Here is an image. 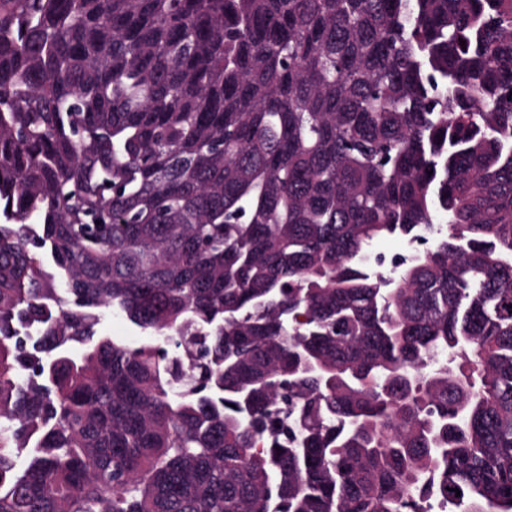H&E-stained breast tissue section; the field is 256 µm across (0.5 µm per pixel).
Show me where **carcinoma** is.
<instances>
[{
	"label": "carcinoma",
	"instance_id": "carcinoma-1",
	"mask_svg": "<svg viewBox=\"0 0 512 512\" xmlns=\"http://www.w3.org/2000/svg\"><path fill=\"white\" fill-rule=\"evenodd\" d=\"M433 494L512 512V0H0V512ZM419 246L420 244L415 242L413 244H408L405 248V241L398 237L378 241L374 247L375 252L390 255L388 257L385 255L378 256L377 263L381 267H386L390 271H394L402 266L410 257L411 251H414ZM403 248H405L403 252L391 254L392 252L402 250ZM102 331L113 338L131 341L139 339L138 331L122 318L107 315L102 322Z\"/></svg>",
	"mask_w": 512,
	"mask_h": 512
}]
</instances>
